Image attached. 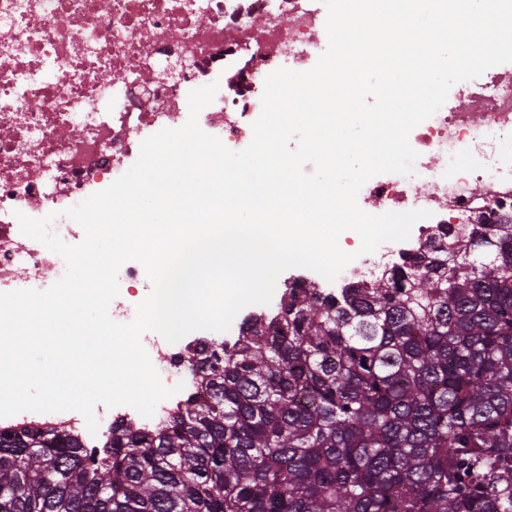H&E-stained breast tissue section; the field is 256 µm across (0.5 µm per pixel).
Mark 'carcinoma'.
I'll return each mask as SVG.
<instances>
[{
	"instance_id": "carcinoma-1",
	"label": "carcinoma",
	"mask_w": 512,
	"mask_h": 512,
	"mask_svg": "<svg viewBox=\"0 0 512 512\" xmlns=\"http://www.w3.org/2000/svg\"><path fill=\"white\" fill-rule=\"evenodd\" d=\"M286 289L151 434L0 431V512H512V216Z\"/></svg>"
}]
</instances>
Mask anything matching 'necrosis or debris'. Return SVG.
Returning a JSON list of instances; mask_svg holds the SVG:
<instances>
[{"mask_svg":"<svg viewBox=\"0 0 512 512\" xmlns=\"http://www.w3.org/2000/svg\"><path fill=\"white\" fill-rule=\"evenodd\" d=\"M323 0H0V292L43 289L65 263L22 235L16 212L56 213L52 229L70 244L82 228L64 217L109 187L136 161L140 139L182 126L191 90L217 81L225 94L199 114L201 129L244 149L261 112L266 77L311 69L328 46ZM465 107L444 103L410 135L419 157L410 176L380 174L358 194L366 212L427 210L415 235L351 261L344 280L371 277L401 253L431 252L432 231L466 223L483 206L512 210V68L501 64L457 83ZM109 313L130 322L153 290L143 265L125 262ZM141 343L162 382L176 387L152 417L97 405V433L75 411L23 412L0 430L62 426L86 449L113 423L150 433L186 398H205L191 353L219 351L223 333L194 331L177 343L155 332Z\"/></svg>","mask_w":512,"mask_h":512,"instance_id":"1","label":"necrosis or debris"}]
</instances>
